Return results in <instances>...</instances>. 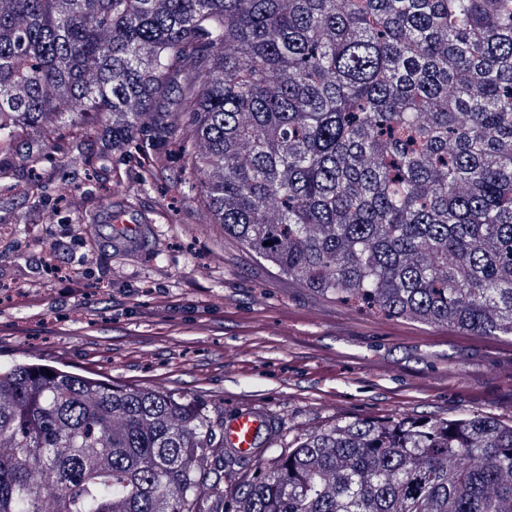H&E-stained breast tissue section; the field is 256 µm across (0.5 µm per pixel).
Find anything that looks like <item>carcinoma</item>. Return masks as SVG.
Wrapping results in <instances>:
<instances>
[{
	"label": "carcinoma",
	"instance_id": "obj_1",
	"mask_svg": "<svg viewBox=\"0 0 512 512\" xmlns=\"http://www.w3.org/2000/svg\"><path fill=\"white\" fill-rule=\"evenodd\" d=\"M169 112L213 223L279 273L512 338V0H0V151L76 114L124 153ZM216 452L180 396L0 367V512H512L489 415L338 423L229 494Z\"/></svg>",
	"mask_w": 512,
	"mask_h": 512
}]
</instances>
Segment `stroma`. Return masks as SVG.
Segmentation results:
<instances>
[{"label":"stroma","mask_w":512,"mask_h":512,"mask_svg":"<svg viewBox=\"0 0 512 512\" xmlns=\"http://www.w3.org/2000/svg\"><path fill=\"white\" fill-rule=\"evenodd\" d=\"M188 115L143 123L122 154L80 117L50 127L33 160L0 153V363L95 373L171 392L210 418L264 412L276 434L232 466L225 489L300 438L355 419L481 413L512 423V340L350 308L278 275L226 237L197 200ZM85 140V153L70 149ZM126 199L153 224L143 252L106 251L95 213Z\"/></svg>","instance_id":"stroma-1"}]
</instances>
